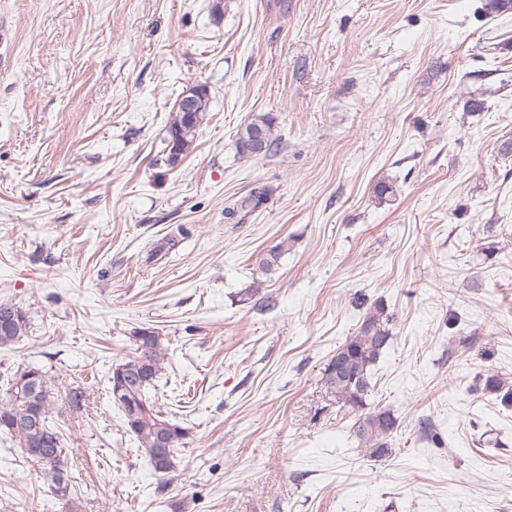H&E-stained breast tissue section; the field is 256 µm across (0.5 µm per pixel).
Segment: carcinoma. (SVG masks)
Here are the masks:
<instances>
[{"label": "carcinoma", "mask_w": 512, "mask_h": 512, "mask_svg": "<svg viewBox=\"0 0 512 512\" xmlns=\"http://www.w3.org/2000/svg\"><path fill=\"white\" fill-rule=\"evenodd\" d=\"M210 105L202 112H185L176 107L170 124L168 161L175 165L194 144L198 130ZM265 141L263 151L255 149L250 133ZM278 146L273 120L258 116L238 133L236 148L243 157H267ZM384 308L377 306L367 313L355 335L342 345L345 350L344 373L336 375L331 365L322 373V383L336 403L358 411L354 434L372 456L387 451V439L397 428V419L389 411L372 409L368 399L373 391L372 368L388 347L389 329L383 322ZM24 310L12 303H0V346L20 341L27 333ZM136 348L132 355L112 367L110 393L112 404L123 415L124 425L147 457L155 473L168 475L177 467L176 451L183 445L187 431L169 418L148 395L160 376L162 367L161 337L149 329L135 332ZM5 401L0 403V433L10 437L32 462L41 466L56 496L71 501L73 489L64 467V435L52 422L54 398L47 385V375L39 367L25 365L3 379ZM168 451L160 450L159 441Z\"/></svg>", "instance_id": "carcinoma-1"}]
</instances>
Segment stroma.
Here are the masks:
<instances>
[{"label": "stroma", "mask_w": 512, "mask_h": 512, "mask_svg": "<svg viewBox=\"0 0 512 512\" xmlns=\"http://www.w3.org/2000/svg\"><path fill=\"white\" fill-rule=\"evenodd\" d=\"M224 2L0 0V302L30 323L0 372L42 367L62 409L85 391L78 512H512V6ZM260 115L278 149L241 157ZM377 305L369 402L398 427L372 457L321 378ZM141 329L188 431L161 496L109 393ZM0 512H66L1 436ZM205 92L208 94L207 103L203 112H197V96L194 92H187L182 96L181 107L175 109V117L170 124L169 133V155L168 161L175 165L183 155H185L194 144L198 130L205 120L206 112L210 108V92L206 85H203Z\"/></svg>", "instance_id": "obj_1"}]
</instances>
